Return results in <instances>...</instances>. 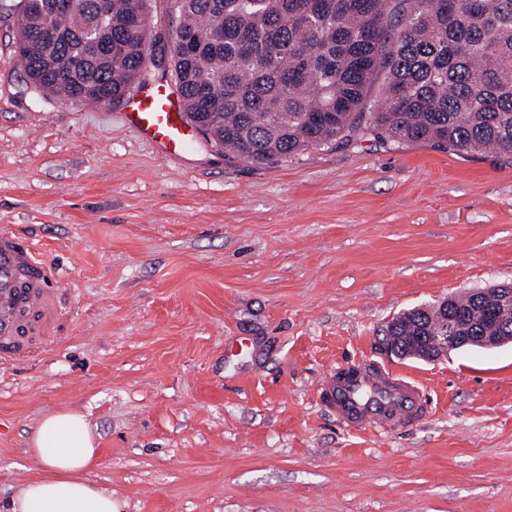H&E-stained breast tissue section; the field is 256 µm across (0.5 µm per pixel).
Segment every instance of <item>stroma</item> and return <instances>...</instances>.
Instances as JSON below:
<instances>
[{"mask_svg":"<svg viewBox=\"0 0 512 512\" xmlns=\"http://www.w3.org/2000/svg\"><path fill=\"white\" fill-rule=\"evenodd\" d=\"M149 34L168 68L172 23ZM0 11V227L64 270L55 343L0 365V505L37 422L82 410L119 512H512V344L380 353L398 313L512 283V158L373 137L252 163L165 159L124 104L35 95ZM366 359L430 416L351 432L316 399Z\"/></svg>","mask_w":512,"mask_h":512,"instance_id":"stroma-1","label":"stroma"}]
</instances>
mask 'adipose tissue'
<instances>
[{"mask_svg": "<svg viewBox=\"0 0 512 512\" xmlns=\"http://www.w3.org/2000/svg\"><path fill=\"white\" fill-rule=\"evenodd\" d=\"M30 446L42 473L22 484L1 512H116L111 492L85 476L100 450L84 413L65 408L42 417Z\"/></svg>", "mask_w": 512, "mask_h": 512, "instance_id": "1", "label": "adipose tissue"}]
</instances>
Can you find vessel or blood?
<instances>
[{
    "label": "vessel or blood",
    "mask_w": 512,
    "mask_h": 512,
    "mask_svg": "<svg viewBox=\"0 0 512 512\" xmlns=\"http://www.w3.org/2000/svg\"><path fill=\"white\" fill-rule=\"evenodd\" d=\"M122 121L155 143L172 163L191 151L197 132L168 87L127 91ZM63 273L46 261L39 244L0 231V363L23 358L21 334L44 333L60 303ZM321 403L351 430L388 432L421 416L426 399L420 385L374 361L346 364L324 377Z\"/></svg>",
    "instance_id": "vessel-or-blood-1"
}]
</instances>
